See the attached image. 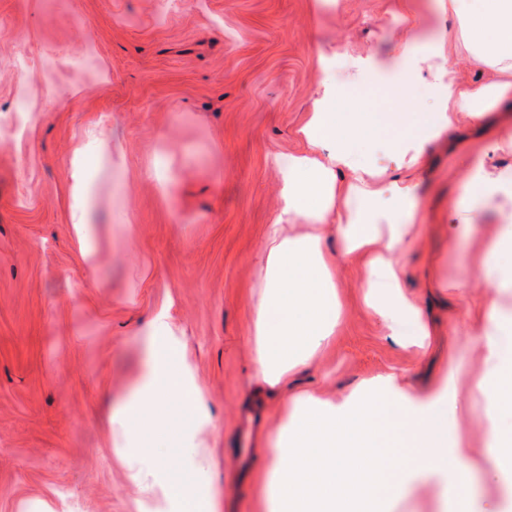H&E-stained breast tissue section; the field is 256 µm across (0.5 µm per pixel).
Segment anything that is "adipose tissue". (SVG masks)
Segmentation results:
<instances>
[{
  "instance_id": "ef3b65f1",
  "label": "adipose tissue",
  "mask_w": 512,
  "mask_h": 512,
  "mask_svg": "<svg viewBox=\"0 0 512 512\" xmlns=\"http://www.w3.org/2000/svg\"><path fill=\"white\" fill-rule=\"evenodd\" d=\"M432 9L454 21L453 31L437 32L426 48L405 43L367 65L347 59V78L323 87L299 130L305 152L282 166V207L267 228L266 279L250 315L253 368L266 385L286 382L331 347L342 311L336 271L353 255L368 267L363 303L389 335L416 345L428 333L401 285L398 258L424 212L418 183L399 173L423 166L427 145L447 131L481 122L512 98V0H484L476 12L465 10L463 0H433ZM460 55L485 78L461 80L449 65ZM407 69L426 85L435 107L395 140L369 138V113L336 111L349 87L370 79L400 112ZM472 182L473 208H512V174L481 164ZM331 233L341 239V252L324 249ZM500 309L496 295L484 307L486 373L471 393L488 403L489 435L498 445L494 475L503 478L512 475V433L495 423L502 410L512 411V336L502 330ZM199 397L186 369L163 346L149 345L130 413L145 426L177 434L181 428L168 422L166 405H193ZM457 406L454 392L443 403L415 405L390 384L362 385L338 402L292 395L273 439L260 449L257 512H381L394 492H410L443 470L456 478L457 506L470 507L465 451L448 445V415Z\"/></svg>"
}]
</instances>
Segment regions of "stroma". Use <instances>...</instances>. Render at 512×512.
Masks as SVG:
<instances>
[{
	"instance_id": "stroma-1",
	"label": "stroma",
	"mask_w": 512,
	"mask_h": 512,
	"mask_svg": "<svg viewBox=\"0 0 512 512\" xmlns=\"http://www.w3.org/2000/svg\"><path fill=\"white\" fill-rule=\"evenodd\" d=\"M426 0H0V112L20 106L25 131L0 129V512H256L251 456L234 448L244 411L274 433L288 394L340 400L386 376L414 398L465 393L485 372L484 298L512 283L476 280V266L512 215L450 225L468 203L476 161L512 171L490 146L511 112L432 143L413 174L428 220L401 259L403 286L433 336L403 346L368 311L364 260L339 270L343 321L325 356L254 396L249 317L262 286L267 226L281 206L275 156L296 154L298 131L323 81L344 78L341 52L383 53L427 39ZM26 73H19L18 58ZM119 141L122 166L104 142ZM84 158L92 259L72 234L73 162ZM165 334L201 407L169 405L200 433L211 465H192L185 437L159 431V478L173 486L154 508L117 454L111 413L127 408L153 324ZM485 403L469 400L450 431L468 450L476 512L512 499L493 480Z\"/></svg>"
}]
</instances>
